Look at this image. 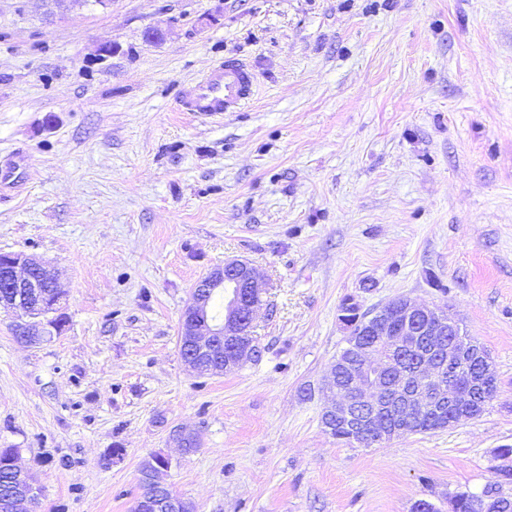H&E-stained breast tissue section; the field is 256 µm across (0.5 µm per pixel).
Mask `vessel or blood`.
Returning a JSON list of instances; mask_svg holds the SVG:
<instances>
[{
    "instance_id": "b4317fda",
    "label": "vessel or blood",
    "mask_w": 512,
    "mask_h": 512,
    "mask_svg": "<svg viewBox=\"0 0 512 512\" xmlns=\"http://www.w3.org/2000/svg\"><path fill=\"white\" fill-rule=\"evenodd\" d=\"M254 73L243 63L227 60L214 64L194 82L184 85L179 105L182 111L216 116L235 111L253 96Z\"/></svg>"
}]
</instances>
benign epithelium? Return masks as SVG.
<instances>
[{"instance_id": "1", "label": "benign epithelium", "mask_w": 512, "mask_h": 512, "mask_svg": "<svg viewBox=\"0 0 512 512\" xmlns=\"http://www.w3.org/2000/svg\"><path fill=\"white\" fill-rule=\"evenodd\" d=\"M225 291L224 318L216 320L209 298ZM58 292L47 264L24 253H0V310L15 316L21 341L33 346L55 327ZM260 307V283L247 261L233 259L210 271L192 289L179 327L183 362L192 371L237 368L258 353L253 328ZM340 320L349 328L347 347L336 357L325 380L327 402L322 424L338 426L351 443H361L374 430L380 443L407 435L422 412L433 411L449 427L485 410L492 395L480 385L492 376L486 350L479 344L462 346L453 335L461 330L449 313L410 297H399L363 318L344 307ZM476 365L471 383L457 382L459 364ZM170 458L155 453L145 462L144 481L155 489L167 487L164 472ZM0 466L13 474L10 494L0 512H31L38 494V477L21 463V449L0 454ZM464 497L467 512H501L500 497L486 491L455 494ZM196 512L193 502L179 495L148 501L138 498L133 512Z\"/></svg>"}]
</instances>
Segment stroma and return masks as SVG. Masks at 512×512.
Listing matches in <instances>:
<instances>
[{
    "mask_svg": "<svg viewBox=\"0 0 512 512\" xmlns=\"http://www.w3.org/2000/svg\"><path fill=\"white\" fill-rule=\"evenodd\" d=\"M229 58L256 75L251 104L179 111L180 85ZM20 154L0 252L50 266L66 325L28 346L0 313V448L21 449L43 512H130L159 452L197 512H451L501 465L512 0H0V164ZM230 258L265 284L259 353L198 374L181 315ZM402 296L455 315L497 394L444 429L338 442L321 386L342 303Z\"/></svg>",
    "mask_w": 512,
    "mask_h": 512,
    "instance_id": "35a3bbf8",
    "label": "stroma"
}]
</instances>
